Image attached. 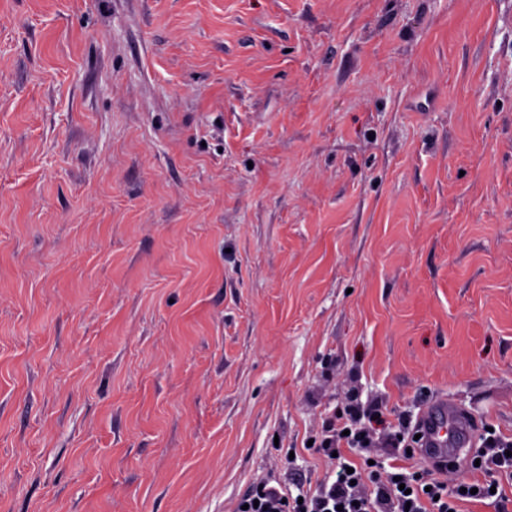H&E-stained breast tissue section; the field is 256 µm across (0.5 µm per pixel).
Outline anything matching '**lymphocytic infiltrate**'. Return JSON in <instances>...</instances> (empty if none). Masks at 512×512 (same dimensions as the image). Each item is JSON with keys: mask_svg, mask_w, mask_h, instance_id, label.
Here are the masks:
<instances>
[{"mask_svg": "<svg viewBox=\"0 0 512 512\" xmlns=\"http://www.w3.org/2000/svg\"><path fill=\"white\" fill-rule=\"evenodd\" d=\"M381 415L380 408L352 403L327 422L319 448L333 467L334 479L330 485L320 487L317 493L298 503L288 501L283 488L264 484L243 496L242 506L234 512H459L460 501L470 496L490 498L491 487L484 483L478 484L473 492L458 486L448 487L436 467L404 472L397 478L379 477L362 466L349 468L342 457L336 456V447L342 444L350 448L370 447L371 421ZM366 480L375 484L374 496L356 494V484Z\"/></svg>", "mask_w": 512, "mask_h": 512, "instance_id": "obj_1", "label": "lymphocytic infiltrate"}]
</instances>
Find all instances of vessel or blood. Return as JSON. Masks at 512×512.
<instances>
[{
    "instance_id": "1",
    "label": "vessel or blood",
    "mask_w": 512,
    "mask_h": 512,
    "mask_svg": "<svg viewBox=\"0 0 512 512\" xmlns=\"http://www.w3.org/2000/svg\"><path fill=\"white\" fill-rule=\"evenodd\" d=\"M420 454L428 460L460 457L468 444L469 417L450 400H435L418 420Z\"/></svg>"
}]
</instances>
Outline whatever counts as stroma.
<instances>
[{"mask_svg": "<svg viewBox=\"0 0 512 512\" xmlns=\"http://www.w3.org/2000/svg\"><path fill=\"white\" fill-rule=\"evenodd\" d=\"M512 441V0H0V512H233L350 401Z\"/></svg>", "mask_w": 512, "mask_h": 512, "instance_id": "stroma-1", "label": "stroma"}]
</instances>
